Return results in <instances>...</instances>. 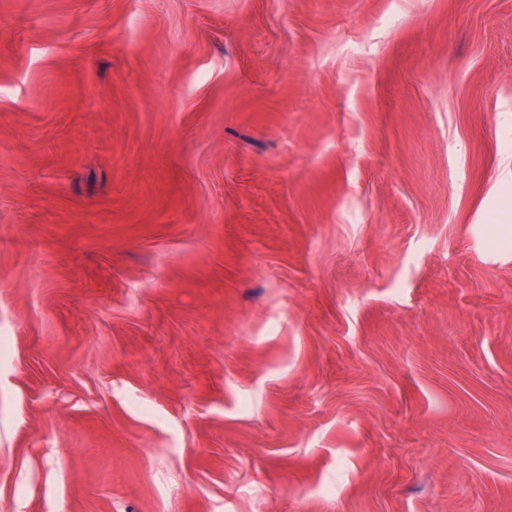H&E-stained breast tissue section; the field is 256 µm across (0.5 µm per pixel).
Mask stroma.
<instances>
[{"mask_svg": "<svg viewBox=\"0 0 512 512\" xmlns=\"http://www.w3.org/2000/svg\"><path fill=\"white\" fill-rule=\"evenodd\" d=\"M0 512H512V0H0Z\"/></svg>", "mask_w": 512, "mask_h": 512, "instance_id": "35a3bbf8", "label": "stroma"}]
</instances>
